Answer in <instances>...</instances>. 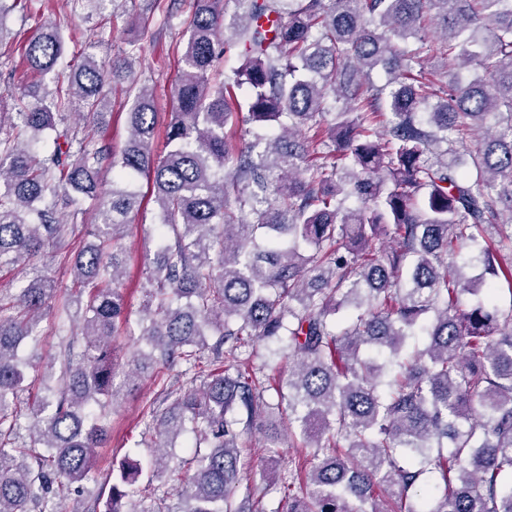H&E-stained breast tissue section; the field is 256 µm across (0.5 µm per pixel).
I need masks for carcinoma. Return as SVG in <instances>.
Segmentation results:
<instances>
[{"label": "carcinoma", "instance_id": "1", "mask_svg": "<svg viewBox=\"0 0 512 512\" xmlns=\"http://www.w3.org/2000/svg\"><path fill=\"white\" fill-rule=\"evenodd\" d=\"M67 2L90 18L117 0ZM190 8L162 155L155 89L133 76L149 18H131L136 36L102 62L66 59L55 22L23 42L34 81L0 108V271L76 236L108 158L112 190L95 242L74 253L72 289L36 273L0 297V512H53L60 488L85 491L123 388L177 363L200 386L156 419L149 468L112 467L92 512H257L238 495L255 433L268 448L297 434L287 446L306 449L284 512H512V303L468 275L481 264L512 297V0ZM116 81L129 137L112 155L68 117L106 124ZM240 121L257 132L233 147L226 128ZM137 174L159 246L142 285L145 348L118 385ZM48 311L60 333L75 312L81 324L62 338V391L43 387L32 412L39 452L17 441L37 369L20 345ZM271 344L281 372L266 386L255 360ZM186 433L191 453L171 468ZM183 472L171 493L137 497L140 478Z\"/></svg>", "mask_w": 512, "mask_h": 512}]
</instances>
